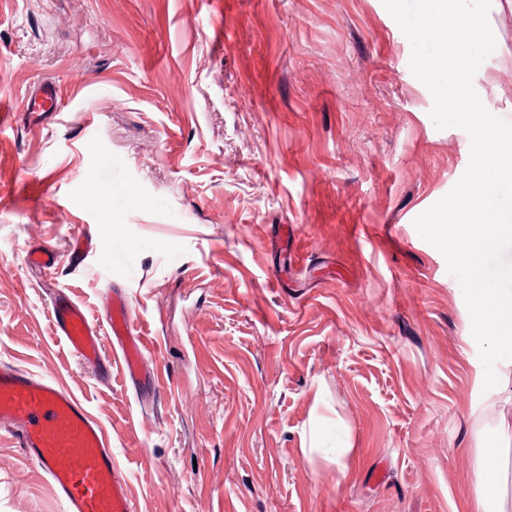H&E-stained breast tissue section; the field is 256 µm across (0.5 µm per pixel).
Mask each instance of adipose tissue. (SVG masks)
<instances>
[{"label":"adipose tissue","mask_w":512,"mask_h":512,"mask_svg":"<svg viewBox=\"0 0 512 512\" xmlns=\"http://www.w3.org/2000/svg\"><path fill=\"white\" fill-rule=\"evenodd\" d=\"M473 454L476 473H495L498 494L492 499L483 487H476L467 501V512H512V431L499 430L494 440L475 448Z\"/></svg>","instance_id":"adipose-tissue-1"}]
</instances>
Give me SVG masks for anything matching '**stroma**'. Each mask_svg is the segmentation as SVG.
I'll return each instance as SVG.
<instances>
[{"instance_id": "35a3bbf8", "label": "stroma", "mask_w": 512, "mask_h": 512, "mask_svg": "<svg viewBox=\"0 0 512 512\" xmlns=\"http://www.w3.org/2000/svg\"><path fill=\"white\" fill-rule=\"evenodd\" d=\"M488 22L480 99L512 121V0ZM410 56L382 0H0V360L86 401L135 512H466L512 400L414 226L471 142ZM47 83L58 111H24ZM56 290L100 324L124 294L154 388L108 340L110 379L83 365ZM0 512H61L3 430Z\"/></svg>"}]
</instances>
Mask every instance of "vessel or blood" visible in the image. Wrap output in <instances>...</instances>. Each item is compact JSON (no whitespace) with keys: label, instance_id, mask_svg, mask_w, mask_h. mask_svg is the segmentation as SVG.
Returning a JSON list of instances; mask_svg holds the SVG:
<instances>
[{"label":"vessel or blood","instance_id":"b4317fda","mask_svg":"<svg viewBox=\"0 0 512 512\" xmlns=\"http://www.w3.org/2000/svg\"><path fill=\"white\" fill-rule=\"evenodd\" d=\"M61 102L60 89L48 84L28 97L25 109L50 112ZM50 313L60 338L85 365L110 377L102 349L108 337L119 351L128 380L140 386L153 382L154 375L145 364V338L124 298L108 302L102 326L61 290L50 298ZM0 426L9 428L29 459L47 475L63 512H135L113 459L111 440L86 402L57 381L1 360Z\"/></svg>","mask_w":512,"mask_h":512}]
</instances>
